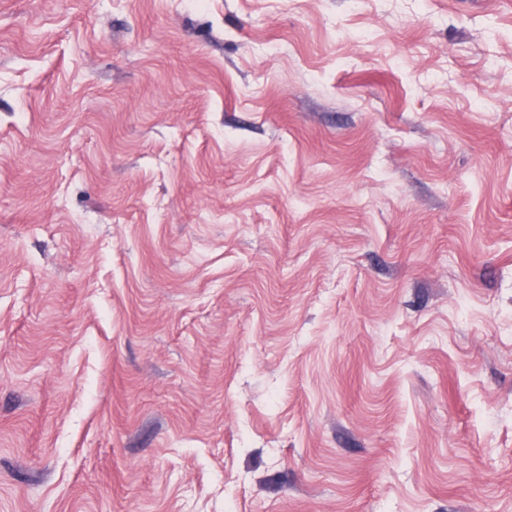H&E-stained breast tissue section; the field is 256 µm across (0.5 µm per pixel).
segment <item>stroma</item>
I'll return each mask as SVG.
<instances>
[{
	"label": "stroma",
	"mask_w": 512,
	"mask_h": 512,
	"mask_svg": "<svg viewBox=\"0 0 512 512\" xmlns=\"http://www.w3.org/2000/svg\"><path fill=\"white\" fill-rule=\"evenodd\" d=\"M0 512H512V0H0Z\"/></svg>",
	"instance_id": "stroma-1"
}]
</instances>
